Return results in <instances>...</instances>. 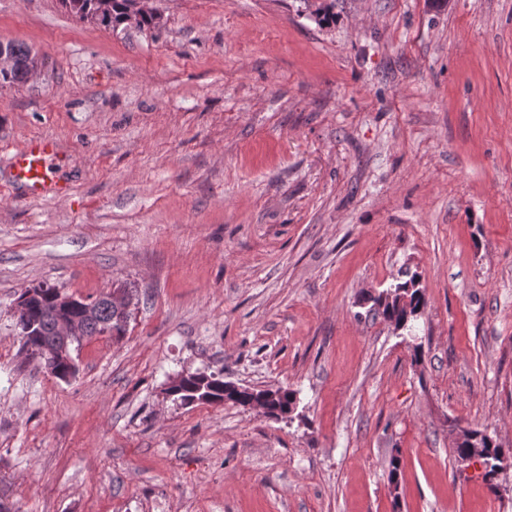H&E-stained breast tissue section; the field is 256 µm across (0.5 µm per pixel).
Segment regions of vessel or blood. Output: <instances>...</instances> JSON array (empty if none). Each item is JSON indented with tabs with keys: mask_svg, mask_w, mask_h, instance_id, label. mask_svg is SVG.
Instances as JSON below:
<instances>
[{
	"mask_svg": "<svg viewBox=\"0 0 512 512\" xmlns=\"http://www.w3.org/2000/svg\"><path fill=\"white\" fill-rule=\"evenodd\" d=\"M57 144L50 138L30 140L15 151L12 157L13 178L34 198L55 197L61 194L54 171Z\"/></svg>",
	"mask_w": 512,
	"mask_h": 512,
	"instance_id": "obj_1",
	"label": "vessel or blood"
}]
</instances>
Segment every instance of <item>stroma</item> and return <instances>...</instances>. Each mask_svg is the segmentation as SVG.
Here are the masks:
<instances>
[{
    "mask_svg": "<svg viewBox=\"0 0 512 512\" xmlns=\"http://www.w3.org/2000/svg\"><path fill=\"white\" fill-rule=\"evenodd\" d=\"M104 30L0 0L34 77L0 87V502L9 512H512V0H158ZM54 138L63 194L12 155ZM417 273L397 330L371 296ZM135 304L63 381L25 288ZM296 394L183 405L178 374ZM397 485L388 482L391 457ZM128 0H108L111 8L112 26L104 30H112L120 25H134L139 29L156 28L163 25V22L155 16H141L140 18H131L127 13L126 2ZM37 298L38 291L35 288H28L19 295L14 304L13 315L21 335H27L32 329V326L27 323L26 313L29 305ZM462 430V441L457 439L458 429L455 431V448L457 459L467 455H476L480 458L482 464L485 466V478H491L500 469L503 468L502 464L509 458L512 459L511 448L507 452L496 440L484 430L460 427ZM474 461L473 459L464 458L459 459V463L465 464Z\"/></svg>",
    "mask_w": 512,
    "mask_h": 512,
    "instance_id": "stroma-1",
    "label": "stroma"
}]
</instances>
